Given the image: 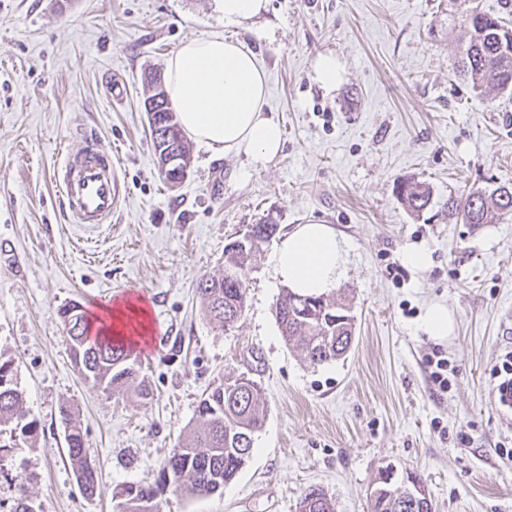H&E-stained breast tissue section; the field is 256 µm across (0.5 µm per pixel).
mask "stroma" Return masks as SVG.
Instances as JSON below:
<instances>
[{
    "mask_svg": "<svg viewBox=\"0 0 512 512\" xmlns=\"http://www.w3.org/2000/svg\"><path fill=\"white\" fill-rule=\"evenodd\" d=\"M238 38L268 73V106L284 131L263 167L191 145L189 177L159 175L143 101L146 72L165 73L186 41ZM461 20L444 0H268L225 25L217 0H0V350L15 364L35 431L0 469L26 478L40 512H118L116 487L151 483L196 421L211 388L242 373L260 381L266 418L223 494L170 492L162 512H296L319 486L336 512H368L379 470L418 473L434 512H512V424L494 405L489 368L512 347V215L462 224L411 214L396 182L415 177L435 200L512 183V93L482 96L454 77ZM333 54L343 80L325 91L315 63ZM121 81L122 104L108 98ZM97 132L123 196L111 223L68 221L53 170ZM271 216L278 231L243 277L246 307L215 327L197 295L238 232ZM331 225L346 244L355 339L346 358L312 366L275 320L281 292L270 257L300 225ZM428 255L411 267L412 250ZM145 295L170 345L143 355L152 394L108 395L74 367L60 309L86 313ZM448 309L452 331L425 330ZM443 355L450 386L432 389ZM71 407L101 473L83 492L69 461L61 407ZM452 326L451 316L444 306H433L426 315L425 328L429 336L446 338L449 336Z\"/></svg>",
    "mask_w": 512,
    "mask_h": 512,
    "instance_id": "obj_1",
    "label": "stroma"
}]
</instances>
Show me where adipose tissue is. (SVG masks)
<instances>
[{
	"label": "adipose tissue",
	"instance_id": "adipose-tissue-1",
	"mask_svg": "<svg viewBox=\"0 0 512 512\" xmlns=\"http://www.w3.org/2000/svg\"><path fill=\"white\" fill-rule=\"evenodd\" d=\"M167 84L186 133L218 156L245 157L264 166L282 151L284 132L265 109L266 71L241 40L214 34L185 41L167 65ZM270 263L279 283L303 295L335 288L346 268V249L328 224H303L289 233ZM141 318L146 337L147 310L133 302L92 314L102 335L125 338L127 314Z\"/></svg>",
	"mask_w": 512,
	"mask_h": 512
}]
</instances>
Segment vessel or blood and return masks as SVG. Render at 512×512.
<instances>
[{
	"label": "vessel or blood",
	"mask_w": 512,
	"mask_h": 512,
	"mask_svg": "<svg viewBox=\"0 0 512 512\" xmlns=\"http://www.w3.org/2000/svg\"><path fill=\"white\" fill-rule=\"evenodd\" d=\"M66 215L78 224H108L120 201V177L97 135L88 133L80 150L66 153L55 170Z\"/></svg>",
	"instance_id": "obj_1"
}]
</instances>
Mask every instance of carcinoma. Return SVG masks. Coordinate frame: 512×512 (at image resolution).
Segmentation results:
<instances>
[{
  "label": "carcinoma",
  "mask_w": 512,
  "mask_h": 512,
  "mask_svg": "<svg viewBox=\"0 0 512 512\" xmlns=\"http://www.w3.org/2000/svg\"><path fill=\"white\" fill-rule=\"evenodd\" d=\"M448 10L461 14L465 35L458 48L457 71L479 92L488 89L512 90V51L503 49V40L512 38V25L484 0H448ZM395 193L412 213L431 206L433 195L428 183L405 179ZM443 211L450 219L464 224H491L512 213V184L472 188L461 195H448ZM259 252H239L233 276L225 273L204 275L197 285L204 312L210 322L233 327L245 308L246 285L242 271L257 261ZM338 299L328 295H299L284 288L275 305V319L287 345L312 365L337 361L350 351L355 327L336 321ZM72 361L80 373L89 375L105 392L149 396V386L141 376L137 356L127 343L89 336L88 319L77 304L60 312ZM24 392L14 372V361L0 352V429L10 426L19 431L14 442L0 443V458L22 451V443L33 433L25 421ZM198 419L171 449L157 479L150 484L130 483L114 494L120 512H161L162 497L169 491L190 499L224 492L254 448V437L265 420L264 393L258 381L240 375L208 392L197 406ZM65 430L68 458L77 480L93 495L99 489L95 464L86 452V438L74 413L60 410ZM17 481L10 512H39L25 482ZM297 512H335V503L322 489L310 488L298 501ZM369 512H420L401 497L398 487L375 484L370 494Z\"/></svg>",
  "instance_id": "carcinoma-1"
}]
</instances>
